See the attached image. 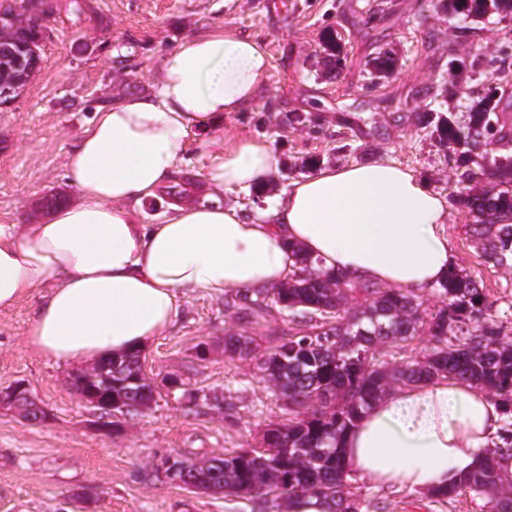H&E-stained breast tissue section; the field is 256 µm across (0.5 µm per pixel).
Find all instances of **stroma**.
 Segmentation results:
<instances>
[{
  "label": "stroma",
  "instance_id": "obj_1",
  "mask_svg": "<svg viewBox=\"0 0 512 512\" xmlns=\"http://www.w3.org/2000/svg\"><path fill=\"white\" fill-rule=\"evenodd\" d=\"M74 14L58 0L42 45V69L7 111H0V223L46 220L40 201L64 202L77 192L64 161L97 106L157 90L163 56L186 37L226 26L263 41L270 55L267 84L247 109L224 119L228 136L269 142L277 171L256 200L283 194L322 165L392 160L448 198L444 226L454 264L479 284L485 306L512 338V270L486 264L467 232L472 217L453 203L458 190L441 147L422 128L439 110L434 93L448 82L450 63L463 60L464 112L470 91L504 69L512 71V22L493 18L467 28L441 13L436 0H86ZM343 38L347 63L330 79L317 76L327 31ZM396 51L394 77L371 85L367 63L379 47ZM307 117L291 127L288 116ZM235 291L198 292L180 299L170 328L142 349L155 387L148 411L117 417L112 435L97 429L96 408L71 390L73 365L31 352L25 338L38 298L0 311V388L25 383L47 420L28 422L0 406V512H254L244 497L204 494L160 476L168 454L209 457L251 448L262 429L287 421L288 404L259 373L257 360L308 323L269 306L249 328L252 358L224 350L240 331ZM180 381L168 389L167 378ZM347 487L361 512H490L485 497L466 491L450 501L405 487H378L352 474ZM90 492L79 500L80 492Z\"/></svg>",
  "mask_w": 512,
  "mask_h": 512
}]
</instances>
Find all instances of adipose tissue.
I'll return each mask as SVG.
<instances>
[{"instance_id": "1", "label": "adipose tissue", "mask_w": 512, "mask_h": 512, "mask_svg": "<svg viewBox=\"0 0 512 512\" xmlns=\"http://www.w3.org/2000/svg\"><path fill=\"white\" fill-rule=\"evenodd\" d=\"M270 67L263 41L219 26L165 56L155 93L97 108L65 163L77 200L43 223L0 224V309L44 293L30 350L73 363L143 347L172 324L180 296L279 286L294 245L349 281L421 292L447 276L448 203L393 161L319 169L265 208L225 201L276 170L268 142L219 132L225 113L255 101ZM195 129L206 134L196 144ZM194 147L193 198L165 200ZM156 204L164 211L147 223ZM501 422L475 384L428 380L374 402L346 434L344 456L377 485L431 492L474 468Z\"/></svg>"}]
</instances>
